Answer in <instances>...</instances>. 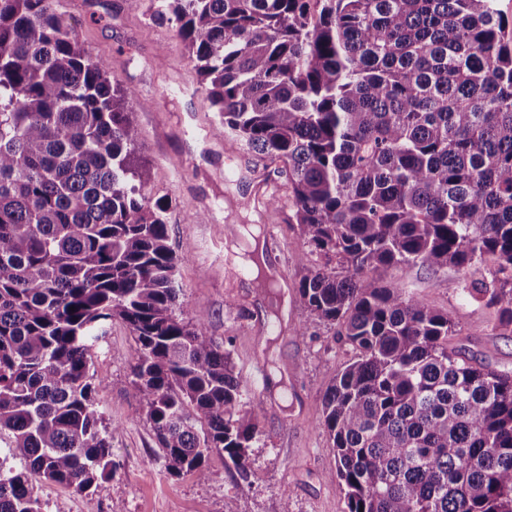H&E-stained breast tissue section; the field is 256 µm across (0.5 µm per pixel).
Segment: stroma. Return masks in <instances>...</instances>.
<instances>
[{
  "label": "stroma",
  "mask_w": 512,
  "mask_h": 512,
  "mask_svg": "<svg viewBox=\"0 0 512 512\" xmlns=\"http://www.w3.org/2000/svg\"><path fill=\"white\" fill-rule=\"evenodd\" d=\"M57 8L85 51L134 91L132 119L140 131L138 156L151 173L148 191L171 203L175 252L192 245L177 272L184 315L204 314L209 336L229 352L247 399L260 401L262 412L247 477L215 452L208 460L211 480L170 474L128 388L134 338L126 324L113 321L91 372L114 472L83 494L36 483L44 512H348L344 494L326 479L335 453L317 423L327 389L356 352L337 340L333 326L310 321L297 301L306 268L324 259L288 221L281 163L254 165L239 141L218 132L219 116L201 104V77L184 43L171 26L150 20L146 0H57ZM271 194L277 205H267ZM241 224L260 225L263 238L279 239V250L265 253L279 275L277 292L288 301L279 312L252 280L225 271ZM381 277L447 313L460 331L451 343L467 356L512 373V336L496 335L491 311L464 299L455 268L404 264ZM299 324L305 335H296Z\"/></svg>",
  "instance_id": "obj_1"
}]
</instances>
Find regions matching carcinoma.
Masks as SVG:
<instances>
[{
	"instance_id": "1",
	"label": "carcinoma",
	"mask_w": 512,
	"mask_h": 512,
	"mask_svg": "<svg viewBox=\"0 0 512 512\" xmlns=\"http://www.w3.org/2000/svg\"><path fill=\"white\" fill-rule=\"evenodd\" d=\"M202 77L218 130L284 164L303 243L297 301L358 352L318 427L349 512H512V375L449 346L448 315L381 267L453 266L512 335V30L497 0H148ZM133 92L54 0H0V512L35 484L112 477L91 383L107 322L172 475L217 451L247 475L262 407L187 321L169 201L148 193ZM496 267L475 277L480 266Z\"/></svg>"
}]
</instances>
